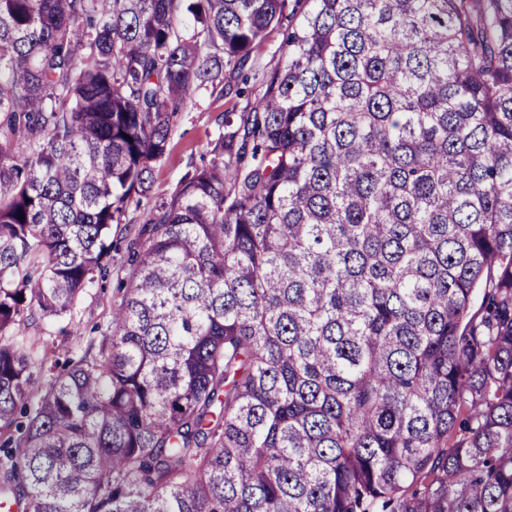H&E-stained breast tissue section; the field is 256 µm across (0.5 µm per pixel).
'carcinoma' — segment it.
Segmentation results:
<instances>
[{"instance_id": "1", "label": "carcinoma", "mask_w": 512, "mask_h": 512, "mask_svg": "<svg viewBox=\"0 0 512 512\" xmlns=\"http://www.w3.org/2000/svg\"><path fill=\"white\" fill-rule=\"evenodd\" d=\"M285 19L54 372L177 113ZM0 503L512 512V0H0Z\"/></svg>"}]
</instances>
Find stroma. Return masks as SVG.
Masks as SVG:
<instances>
[{
    "mask_svg": "<svg viewBox=\"0 0 512 512\" xmlns=\"http://www.w3.org/2000/svg\"><path fill=\"white\" fill-rule=\"evenodd\" d=\"M281 41L279 31L269 34L266 45L256 55L248 72L249 84L245 95L226 96L205 90L197 95L186 111L178 113L172 129L170 152L154 168L150 197L140 206L129 207L123 226L113 228V265L107 278L97 280L94 287L77 301L71 314L62 320L65 332L53 338L56 357L62 359L78 355L98 343L102 330L111 319L113 305L121 299L116 291V284L121 278L118 267L127 260L129 242L143 224L151 201L173 194L188 173L210 161L224 113L245 111L262 96L261 77L276 67Z\"/></svg>",
    "mask_w": 512,
    "mask_h": 512,
    "instance_id": "stroma-1",
    "label": "stroma"
}]
</instances>
